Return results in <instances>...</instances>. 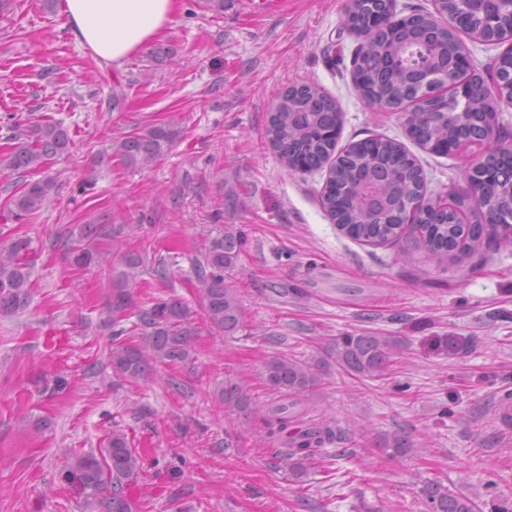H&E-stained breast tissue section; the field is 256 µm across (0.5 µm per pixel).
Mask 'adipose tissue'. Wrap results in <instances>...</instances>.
I'll return each mask as SVG.
<instances>
[{"mask_svg": "<svg viewBox=\"0 0 512 512\" xmlns=\"http://www.w3.org/2000/svg\"><path fill=\"white\" fill-rule=\"evenodd\" d=\"M178 0H64L74 38L103 66L119 67L159 37Z\"/></svg>", "mask_w": 512, "mask_h": 512, "instance_id": "adipose-tissue-1", "label": "adipose tissue"}]
</instances>
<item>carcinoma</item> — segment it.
Returning a JSON list of instances; mask_svg holds the SVG:
<instances>
[{
    "label": "carcinoma",
    "instance_id": "obj_1",
    "mask_svg": "<svg viewBox=\"0 0 512 512\" xmlns=\"http://www.w3.org/2000/svg\"><path fill=\"white\" fill-rule=\"evenodd\" d=\"M388 10L386 0H357L353 26L363 38L354 60L355 88L377 108H398L404 99L413 105L402 110L407 136L429 153L459 139L484 138L490 129L487 88L473 87L467 103L417 98L416 79L408 68L423 56L422 44L431 40L436 18L428 12L404 16L392 28L368 26L366 21ZM460 38L443 34L437 42L439 63H460ZM341 115L336 103L316 86L290 87L280 96L269 117L268 139L285 165L292 170L318 171L331 163L321 195L323 208L348 237L374 245L391 244L402 238L413 240L440 263L459 264L480 253L483 245L512 233L501 225L512 216V160L508 153L493 149L475 171L473 179L487 208L469 224L454 223V216L443 209L442 197L427 196L425 175L419 160L399 141L372 136L351 143L335 153ZM182 133L178 120L151 126L123 136L112 143V150L127 166H152L176 143ZM28 141L0 156V167L14 172L33 173L52 158L68 152L71 138L62 124L41 121L21 130L14 139ZM373 187L385 201L379 209L367 208L356 190L358 184ZM57 192L56 182L38 179L23 185L9 201L13 220L20 222L37 213ZM416 223L409 224L408 213ZM244 246L241 229L226 224L207 238L197 281L203 295V315L210 328L225 337L243 328V306L237 289L227 284L237 270ZM31 241L18 237L0 248V317H13L27 308L32 299ZM142 256L130 253L126 271L112 282L109 309L112 324L120 322L132 305L128 285L136 278ZM135 327L149 337L142 350L113 336L108 359L113 371L131 378H153L152 365L186 364L193 361L197 327L182 303L159 299L136 313ZM438 347L455 357L463 353L467 341L460 336H441ZM336 367L357 378L384 379L397 363L401 345L392 336L379 333H347L336 337L332 348ZM267 386L283 397L284 403L267 409L268 434L284 438L287 450L281 462L288 474L301 481L323 446L338 438L328 423L305 429L295 427L299 415L295 407L308 402L322 385L320 367L287 356L274 357L264 367ZM227 411L249 417L259 411L251 389L228 381L220 389ZM382 450L390 457L404 458L416 451L402 433L385 436ZM142 456L129 447L126 435L112 432L104 452L72 456L63 466V477L77 481L90 503L100 512H135L134 501L126 494L128 478L141 470ZM420 495L426 512H477L474 499L448 490L435 480H425Z\"/></svg>",
    "mask_w": 512,
    "mask_h": 512
}]
</instances>
